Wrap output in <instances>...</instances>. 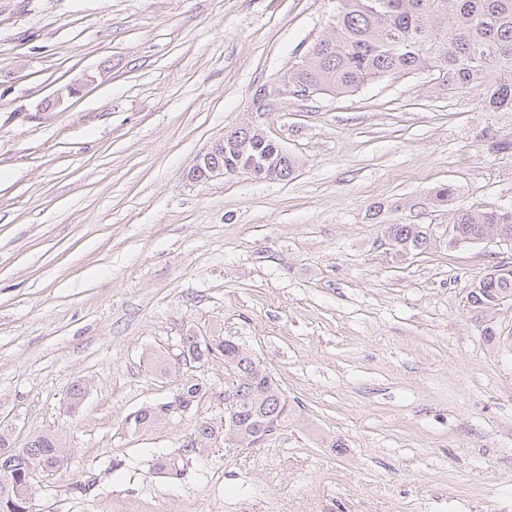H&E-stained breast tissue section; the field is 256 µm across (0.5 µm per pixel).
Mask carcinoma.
<instances>
[{"label":"carcinoma","instance_id":"cac0c4a2","mask_svg":"<svg viewBox=\"0 0 512 512\" xmlns=\"http://www.w3.org/2000/svg\"><path fill=\"white\" fill-rule=\"evenodd\" d=\"M422 71L448 90L482 86L486 111L512 112V0H336L329 32L311 46L301 66L289 69L288 84L296 94L312 87L345 94L376 79ZM236 133L244 156L270 151L267 136L255 127L246 123ZM270 165L273 180H286L295 169L288 154L276 155ZM448 223L458 246L496 234L512 238V207H457ZM384 237L395 258L437 247L426 224H390ZM509 301L511 261L492 265L467 295L469 307L481 313ZM180 344L186 363L221 360L229 365L237 396L233 420L197 422L188 452L210 448L230 432L257 439L274 424L283 429L292 424L295 409L249 349L219 331L201 340L191 327ZM209 390L205 379L185 373L168 400L138 408L127 416L126 426L134 433L148 431L172 416L173 403L189 414ZM64 461L57 433H35L17 448L0 434V512H30L31 473H55Z\"/></svg>","mask_w":512,"mask_h":512}]
</instances>
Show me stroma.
Here are the masks:
<instances>
[{"instance_id":"1","label":"stroma","mask_w":512,"mask_h":512,"mask_svg":"<svg viewBox=\"0 0 512 512\" xmlns=\"http://www.w3.org/2000/svg\"><path fill=\"white\" fill-rule=\"evenodd\" d=\"M335 3L0 0V429L67 448L32 512H512V303H466L512 248L399 260L378 245L394 222L512 205L496 149L512 113L423 72L296 96L282 80ZM262 87L294 174L189 181ZM189 327L251 349L297 422L186 452L196 421L224 414L214 362L196 412L128 431L176 390ZM160 456L183 475L156 473Z\"/></svg>"}]
</instances>
